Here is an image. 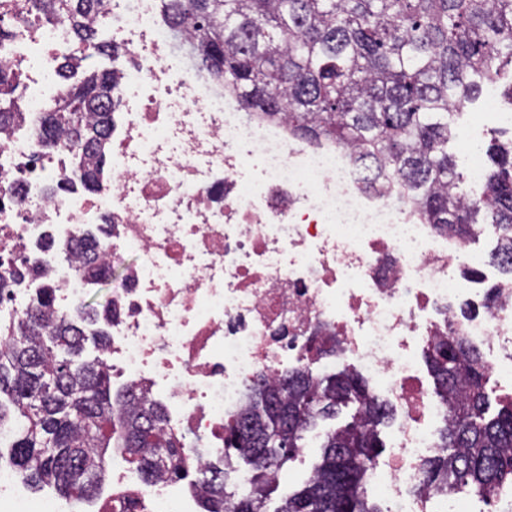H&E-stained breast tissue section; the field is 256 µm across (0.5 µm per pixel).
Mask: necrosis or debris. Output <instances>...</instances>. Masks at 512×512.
<instances>
[{"label": "necrosis or debris", "instance_id": "4bbe7bcc", "mask_svg": "<svg viewBox=\"0 0 512 512\" xmlns=\"http://www.w3.org/2000/svg\"><path fill=\"white\" fill-rule=\"evenodd\" d=\"M25 2L0 0L12 23L0 63L23 81L0 129V256L37 252L41 269L0 299V317L46 285L56 307L81 305L86 284L74 268L87 226L101 225L98 260L122 266L123 282L99 356L113 390L163 405L196 468L233 473L224 426L248 407L256 380L346 368L396 418L366 484L384 512H512V485L476 511L463 492L422 488L448 413L426 356L465 337L487 361L492 391L512 399V280L463 275L473 256L386 192V169L366 185L346 149L240 111L233 91L198 70L160 0H105L91 20L112 48L121 102L109 117L110 167L97 192L51 195L72 157L39 149L37 133L63 100L62 60L83 46L66 25L27 19ZM49 239L70 246L66 259L41 252ZM199 498L183 480L148 484L112 469L111 512H198Z\"/></svg>", "mask_w": 512, "mask_h": 512}]
</instances>
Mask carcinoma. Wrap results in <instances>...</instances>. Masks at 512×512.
<instances>
[{
	"label": "carcinoma",
	"mask_w": 512,
	"mask_h": 512,
	"mask_svg": "<svg viewBox=\"0 0 512 512\" xmlns=\"http://www.w3.org/2000/svg\"><path fill=\"white\" fill-rule=\"evenodd\" d=\"M101 2L34 0L35 21L68 25L88 50L66 61L86 75L64 85L63 105L38 134L40 143L73 154L71 175L52 186L54 195L78 185L98 191L109 161V113L119 98L110 71L93 62L112 50L94 41L86 23ZM162 8L176 31L194 33L196 66L224 81L244 109L287 117L293 134L311 144L350 149L368 173L386 166L388 189L442 234L469 242L480 225H492L494 258L512 266V142L487 148L490 167L476 199L461 189L463 175L448 155L450 137L459 134L453 116L512 67V0H162ZM18 88V76L0 67V97ZM30 264L19 257L0 291L10 292L24 271L37 274ZM76 274L89 285L107 279L109 267L89 251ZM102 320L95 308L55 311L47 286L0 326V428L23 424L0 459L76 503L98 496L110 448L121 449L148 483L163 472L179 478L191 471L162 408L133 389L112 395L99 358L82 357L86 329ZM428 362L448 415L441 454L427 461L423 485L468 486L489 498L512 481V402L486 417V369L459 336L435 346ZM251 397L258 410L233 419L224 438V452L249 466L248 491H229L223 476L203 471L201 512H261L304 433L350 404L351 422L327 435L312 479L276 512H380L364 480L382 448L376 426L389 410L362 378L301 369L275 389L254 386Z\"/></svg>",
	"instance_id": "obj_1"
}]
</instances>
